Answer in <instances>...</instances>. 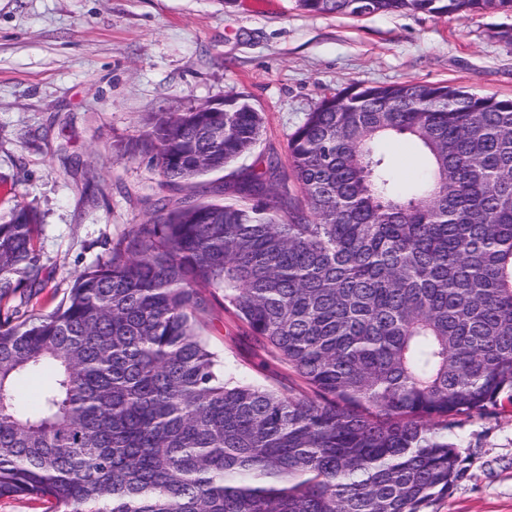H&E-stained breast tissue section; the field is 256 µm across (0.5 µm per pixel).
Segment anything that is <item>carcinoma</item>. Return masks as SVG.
<instances>
[{
  "label": "carcinoma",
  "instance_id": "carcinoma-1",
  "mask_svg": "<svg viewBox=\"0 0 512 512\" xmlns=\"http://www.w3.org/2000/svg\"><path fill=\"white\" fill-rule=\"evenodd\" d=\"M310 13H512V0H298ZM240 94L157 112L162 190L260 140ZM425 157L398 183L378 144ZM224 203L159 195L47 313L26 206L0 220V498L51 512H427L464 472L459 416L512 406V98L351 83ZM304 204L294 202L288 181ZM18 300L15 305L6 302ZM303 384L224 379L213 307ZM32 376L49 384L16 394ZM50 504L32 496H13L0 499V512H44Z\"/></svg>",
  "mask_w": 512,
  "mask_h": 512
}]
</instances>
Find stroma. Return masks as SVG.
I'll return each mask as SVG.
<instances>
[{
  "label": "stroma",
  "instance_id": "stroma-1",
  "mask_svg": "<svg viewBox=\"0 0 512 512\" xmlns=\"http://www.w3.org/2000/svg\"><path fill=\"white\" fill-rule=\"evenodd\" d=\"M445 82L512 96V14L392 13L360 19L300 9L296 0H0V217L15 204L39 217L51 309L72 273L149 219L159 190L131 142L157 112H185L243 94L265 116L259 143L223 171L170 190L224 201L268 157L287 164L289 135L348 82ZM381 149L400 183L424 161L408 143ZM201 332L236 380L295 393L299 380L255 354L221 310ZM463 476L430 512H512V411L459 418L450 431Z\"/></svg>",
  "mask_w": 512,
  "mask_h": 512
}]
</instances>
